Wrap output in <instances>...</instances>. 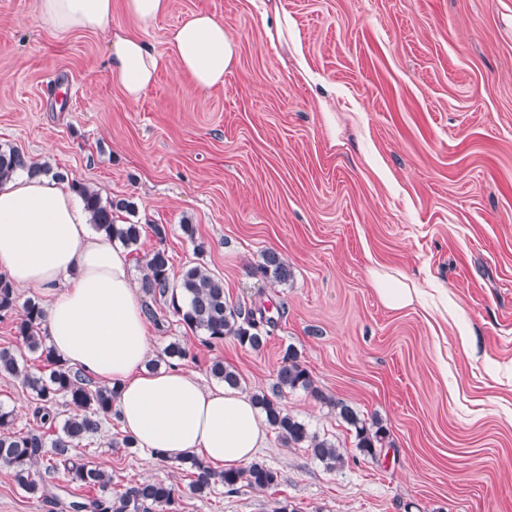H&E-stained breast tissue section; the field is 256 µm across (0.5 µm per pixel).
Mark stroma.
Here are the masks:
<instances>
[{
    "instance_id": "stroma-1",
    "label": "stroma",
    "mask_w": 512,
    "mask_h": 512,
    "mask_svg": "<svg viewBox=\"0 0 512 512\" xmlns=\"http://www.w3.org/2000/svg\"><path fill=\"white\" fill-rule=\"evenodd\" d=\"M123 3L109 28L60 36L39 0H0V143L133 201L148 224L135 277L162 247L171 280L205 264L228 300L271 320L261 349L207 345L161 305L152 356L179 342L181 370L210 385L220 359L252 391L291 344L327 395L390 430L376 460L357 458L334 410L287 394L349 464L326 470L270 430L256 457L277 487L187 496L182 512H512V0H169L145 26ZM198 11L238 44L211 91L169 55L170 30ZM277 11L292 22L284 47L268 37ZM116 28L162 60L135 103L109 73ZM269 249L288 282L258 272ZM377 266L420 300L387 307L368 278ZM121 430L110 419L80 454L116 486L184 485L148 450L112 447Z\"/></svg>"
}]
</instances>
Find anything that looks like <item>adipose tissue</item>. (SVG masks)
<instances>
[{"mask_svg":"<svg viewBox=\"0 0 512 512\" xmlns=\"http://www.w3.org/2000/svg\"><path fill=\"white\" fill-rule=\"evenodd\" d=\"M111 16L112 0H39L42 25L61 36L101 29ZM168 45L178 70L204 91L223 86L237 60L234 37L207 13L173 28ZM109 67L135 103L159 59L144 39L117 33ZM0 273L48 296L50 345L62 360L118 384L119 420L139 447L171 460L198 456L217 470L240 467L264 447V423L239 391L179 369L148 371L144 298L128 257L91 230L88 213L58 181L19 173L0 183Z\"/></svg>","mask_w":512,"mask_h":512,"instance_id":"obj_1","label":"adipose tissue"}]
</instances>
